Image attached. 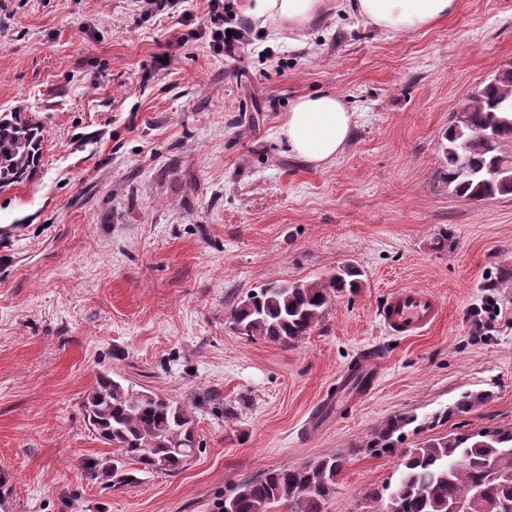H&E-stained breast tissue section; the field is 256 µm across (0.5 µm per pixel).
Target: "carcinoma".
I'll use <instances>...</instances> for the list:
<instances>
[{
	"instance_id": "1",
	"label": "carcinoma",
	"mask_w": 512,
	"mask_h": 512,
	"mask_svg": "<svg viewBox=\"0 0 512 512\" xmlns=\"http://www.w3.org/2000/svg\"><path fill=\"white\" fill-rule=\"evenodd\" d=\"M44 129L21 110L0 113V192L30 180L42 155ZM443 175L453 194L468 201L512 195V180L497 174L512 166L501 147L512 144V69L500 70L469 97L467 112L444 133ZM362 270L351 263L312 282H280L247 295L228 314L242 335L293 346L311 334L334 299L360 288ZM490 394L464 391L448 407L418 418L399 412L376 429L366 449L399 455V476L379 512H512V426L459 429L403 447L405 428L420 434L469 414ZM92 430L116 448L105 468L111 487L137 482L136 473H168L193 457L196 434L187 407L138 390L107 374L83 402ZM345 457L283 466L245 481L220 503L219 512H323Z\"/></svg>"
}]
</instances>
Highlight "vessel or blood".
<instances>
[{"instance_id":"obj_1","label":"vessel or blood","mask_w":512,"mask_h":512,"mask_svg":"<svg viewBox=\"0 0 512 512\" xmlns=\"http://www.w3.org/2000/svg\"><path fill=\"white\" fill-rule=\"evenodd\" d=\"M441 310V302L431 290L403 287L392 291L380 310V316L389 332L412 336L432 326Z\"/></svg>"}]
</instances>
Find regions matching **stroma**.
<instances>
[{
  "instance_id": "stroma-1",
  "label": "stroma",
  "mask_w": 512,
  "mask_h": 512,
  "mask_svg": "<svg viewBox=\"0 0 512 512\" xmlns=\"http://www.w3.org/2000/svg\"><path fill=\"white\" fill-rule=\"evenodd\" d=\"M225 2L243 26L233 57L207 0L185 19L137 0H0V113L45 129L36 175L0 193V512H218L243 481L337 454L323 512H377L398 459L365 444L391 415L486 391L468 429L512 426V197L451 196L440 163L459 104L512 65V0H460L411 35L333 6L271 32ZM321 91L355 125L315 168L278 129ZM348 262L359 291L299 344L232 329L252 291ZM399 287L440 298L429 330L384 329ZM369 351L384 360L373 389L337 400ZM103 373L190 408L182 470L110 487L113 449L82 412Z\"/></svg>"
}]
</instances>
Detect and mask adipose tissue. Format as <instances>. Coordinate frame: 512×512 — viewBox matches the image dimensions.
I'll return each instance as SVG.
<instances>
[{
  "label": "adipose tissue",
  "instance_id": "obj_1",
  "mask_svg": "<svg viewBox=\"0 0 512 512\" xmlns=\"http://www.w3.org/2000/svg\"><path fill=\"white\" fill-rule=\"evenodd\" d=\"M458 0H354L353 10L370 25L400 35L427 29L455 13ZM328 0H252L250 14L260 25L275 23L293 30L322 16ZM353 114L334 92L296 99L279 128L289 152L313 166L336 159L350 138Z\"/></svg>",
  "mask_w": 512,
  "mask_h": 512
}]
</instances>
